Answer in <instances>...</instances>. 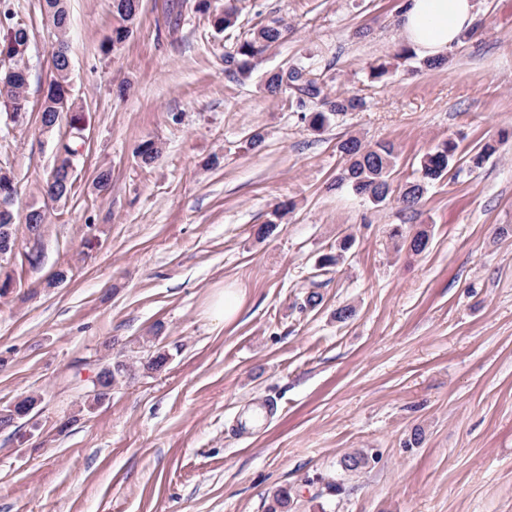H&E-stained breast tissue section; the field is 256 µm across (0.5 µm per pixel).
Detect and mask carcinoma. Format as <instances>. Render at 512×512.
<instances>
[{
  "mask_svg": "<svg viewBox=\"0 0 512 512\" xmlns=\"http://www.w3.org/2000/svg\"><path fill=\"white\" fill-rule=\"evenodd\" d=\"M47 17L54 20L58 35H66L68 14L64 5L65 0H44ZM135 0H112V13L118 17L119 25L112 30L110 44H121L129 36L126 26L128 17L133 11ZM239 18L237 6L231 2L224 5V12L214 18L217 30L233 29ZM8 21L6 33L0 38V57L7 64L0 67V85L10 86L8 94L0 92V107L8 112H27V93L29 86V71L12 62L17 47L29 45V32L23 18L16 14L6 13ZM286 28L280 21L273 20L264 24L250 34V37L237 43L233 51L224 54V70L230 76L240 80L251 76L255 66L262 58L285 36ZM264 89L273 97L286 95L290 108L301 113V119L308 127L320 132L331 120L347 112H357L365 107V101L349 93L338 94L334 97L325 92L323 80L316 77L313 70L305 65L281 67L267 75ZM61 96L54 88L43 95L41 102L40 123L43 126L55 127L62 121L60 109ZM81 116L75 115L67 121L69 137L64 144L66 156L60 160V165L53 166L46 179L44 191L47 193L67 196L71 193L75 176L69 172V157L78 154L77 146L83 142L81 130L76 123ZM338 151L346 158V163L336 176V187H347L354 194L368 200L375 206L389 201L394 193L392 186V171L396 166L398 153L393 144L377 142L366 145L356 137H349L337 146ZM458 145L452 139L438 143L420 160L417 175L399 189L397 200L407 210H415L422 202L429 188L443 179L451 171L457 156ZM136 154L143 166H150L160 154L157 142L147 140L142 142ZM390 238L396 246H407L415 253L425 251L429 245L430 234L425 228L413 234L405 232L401 226L392 228ZM355 239L349 234L336 243V253L324 255L319 263L320 269H327L343 261L345 254L353 247ZM172 355L166 350H156L142 364L145 371L163 370ZM132 373V366L123 362H109L99 370L101 391L84 402L91 410L105 399H111L114 386L125 382ZM294 498L290 490L280 488L272 493L267 505V512H291Z\"/></svg>",
  "mask_w": 512,
  "mask_h": 512,
  "instance_id": "1",
  "label": "carcinoma"
}]
</instances>
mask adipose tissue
I'll list each match as a JSON object with an SVG mask.
<instances>
[{"label": "adipose tissue", "instance_id": "ef3b65f1", "mask_svg": "<svg viewBox=\"0 0 512 512\" xmlns=\"http://www.w3.org/2000/svg\"><path fill=\"white\" fill-rule=\"evenodd\" d=\"M475 18V0H404L402 36L419 57L442 58L468 32Z\"/></svg>", "mask_w": 512, "mask_h": 512}]
</instances>
